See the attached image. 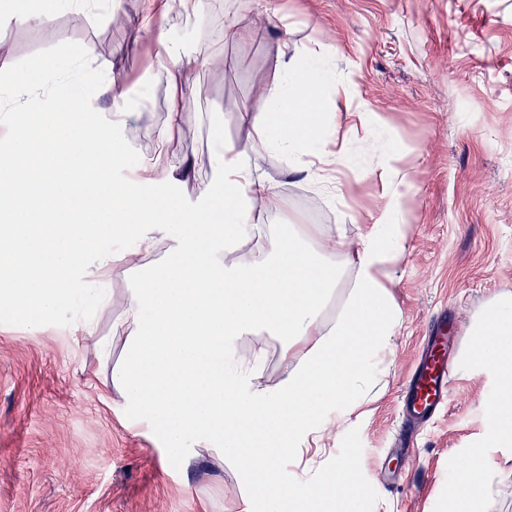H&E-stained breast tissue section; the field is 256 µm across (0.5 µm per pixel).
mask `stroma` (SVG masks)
<instances>
[{"label":"stroma","mask_w":512,"mask_h":512,"mask_svg":"<svg viewBox=\"0 0 512 512\" xmlns=\"http://www.w3.org/2000/svg\"><path fill=\"white\" fill-rule=\"evenodd\" d=\"M96 3L79 23L64 6L38 24L0 13V108L6 87L46 62L106 120L111 85L123 87L131 116L116 132L130 161L112 171L122 181L136 160L153 154L168 90L153 78L155 43L136 30L145 0ZM229 18L243 41L223 39ZM164 25L192 54L220 46L227 60L223 72L200 65L191 77L187 96L197 118L173 145L178 157L211 163L192 180L168 184L182 203L195 204L197 184L218 182L224 167L214 155L212 118L221 117L225 140L250 142L254 133L240 113L259 89L284 79L286 60L299 68L306 54L322 56L348 84L349 98L323 101L333 148L356 150L360 112L393 138V158L362 155L326 189L289 172L278 152L255 158L257 175L282 199L279 211L255 218L277 227L339 225L359 236L385 205L377 171L390 166L410 180L406 246L394 265V353L381 357L343 432L305 452L292 472L311 477L343 455L365 488L364 512H448L455 460L490 443L481 404L492 378L454 370L447 407L418 428L410 448L401 435L402 395L436 318L452 319L462 333L512 294V0H269L263 10L255 0H212L198 16L172 7ZM75 42L92 43L94 57L71 62L66 50ZM168 248L158 241L133 267L124 261L129 243L113 246L110 303L88 312L97 335L113 338L110 361L85 347L69 315L35 331L0 311V512H240L249 485L235 461L204 445L189 447L190 465L169 460L153 422L127 415L107 386L124 346L112 326L139 268L162 264ZM280 352L279 340L264 332L236 343L253 383L270 391L282 377Z\"/></svg>","instance_id":"obj_1"}]
</instances>
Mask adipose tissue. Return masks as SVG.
I'll list each match as a JSON object with an SVG mask.
<instances>
[{"instance_id":"ef3b65f1","label":"adipose tissue","mask_w":512,"mask_h":512,"mask_svg":"<svg viewBox=\"0 0 512 512\" xmlns=\"http://www.w3.org/2000/svg\"><path fill=\"white\" fill-rule=\"evenodd\" d=\"M146 4L138 28L154 34L157 76L172 93L157 151L139 161L137 184L111 178L127 156L115 134L123 111L103 122L63 82L52 84L49 106L32 109L30 96L48 82L38 71L18 87L19 103L0 114L10 127L0 151V308L38 330L70 311L87 286L107 305L109 295L98 284L112 271L114 237H131L141 252L170 241L167 261L144 272L114 325L125 350L111 372L113 390L133 416L155 421L174 459L185 461L187 443L196 440L217 444L238 462L250 481L242 512H360L364 488L346 457L303 482L288 481L284 464L359 407L378 356L391 347L399 316L392 264L405 243L401 195L385 191L380 217L355 241L314 225L269 235L255 223L256 206L279 208L275 186L255 173L259 151L285 153L289 168L318 186L333 169L355 166L346 150L329 148L333 134L319 109L337 85L315 60L244 108L241 119L256 141L217 138L223 186L200 185L195 208L162 192V185L193 171L170 149L193 118L185 94L191 74L200 63L223 66L224 50L189 55L161 23L169 0ZM250 235L266 238L267 251L249 262L227 261ZM340 254L346 264L337 263ZM346 282L343 310L326 324L324 309ZM256 331L281 343L283 376L272 392L254 388L235 358L236 342ZM463 363L492 371L494 391L482 407L491 417L493 445L512 446L511 297H500L468 328ZM501 469L482 448L460 457L452 512H485Z\"/></svg>"}]
</instances>
